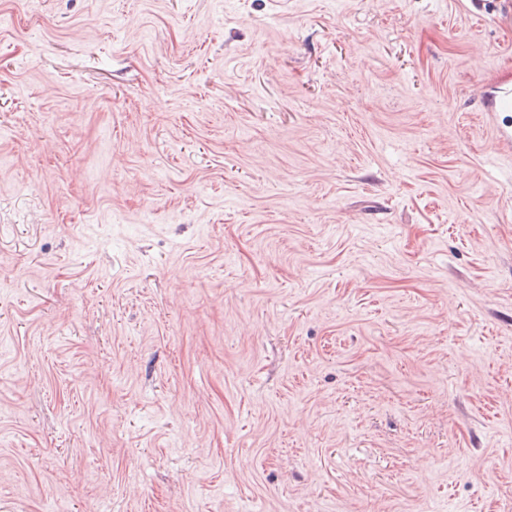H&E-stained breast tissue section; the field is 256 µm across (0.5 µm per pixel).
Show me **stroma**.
Wrapping results in <instances>:
<instances>
[{"mask_svg": "<svg viewBox=\"0 0 512 512\" xmlns=\"http://www.w3.org/2000/svg\"><path fill=\"white\" fill-rule=\"evenodd\" d=\"M512 0H0V512H512Z\"/></svg>", "mask_w": 512, "mask_h": 512, "instance_id": "35a3bbf8", "label": "stroma"}]
</instances>
